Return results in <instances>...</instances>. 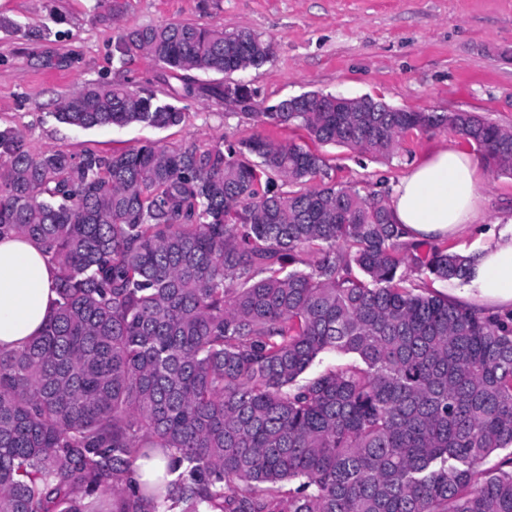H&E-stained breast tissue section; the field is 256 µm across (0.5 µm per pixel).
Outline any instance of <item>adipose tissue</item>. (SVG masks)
Returning a JSON list of instances; mask_svg holds the SVG:
<instances>
[{
    "label": "adipose tissue",
    "instance_id": "adipose-tissue-1",
    "mask_svg": "<svg viewBox=\"0 0 512 512\" xmlns=\"http://www.w3.org/2000/svg\"><path fill=\"white\" fill-rule=\"evenodd\" d=\"M484 174L478 161L449 145L415 166L395 187L390 206L408 239L445 240L480 216ZM471 289L489 303L512 305V225L467 248ZM55 270L32 239L0 237V351L22 348L44 330L57 299Z\"/></svg>",
    "mask_w": 512,
    "mask_h": 512
}]
</instances>
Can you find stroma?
<instances>
[{"label":"stroma","mask_w":512,"mask_h":512,"mask_svg":"<svg viewBox=\"0 0 512 512\" xmlns=\"http://www.w3.org/2000/svg\"><path fill=\"white\" fill-rule=\"evenodd\" d=\"M0 128L19 131L38 151L125 150L148 143L233 142L252 121L222 101H184L177 127L143 125L75 129L58 122L59 100L89 82H127L156 93L184 77L209 86L219 74L168 73L149 56L128 67L116 61L121 28L169 22L248 28L270 42L259 68L234 73L260 108L305 92L372 96L430 112H476L512 128V0H0ZM451 132L420 134L408 160L375 159L325 145L339 181L360 187L396 185L411 165L454 140ZM480 202L484 226L512 222V176L486 172Z\"/></svg>","instance_id":"35a3bbf8"}]
</instances>
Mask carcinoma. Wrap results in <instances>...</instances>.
Here are the masks:
<instances>
[{
	"mask_svg": "<svg viewBox=\"0 0 512 512\" xmlns=\"http://www.w3.org/2000/svg\"><path fill=\"white\" fill-rule=\"evenodd\" d=\"M172 71L222 75L271 44L167 23L116 41ZM88 83L56 116L87 130L182 124L177 102ZM240 115L392 158L448 130L512 175V129L476 112ZM37 240L58 296L44 331L0 352V512H512V310L448 297L471 257L405 242L390 191L259 133L121 153L35 152L0 129V235ZM344 361L308 376L318 356ZM161 450L167 475L131 478Z\"/></svg>",
	"mask_w": 512,
	"mask_h": 512,
	"instance_id": "1",
	"label": "carcinoma"
}]
</instances>
